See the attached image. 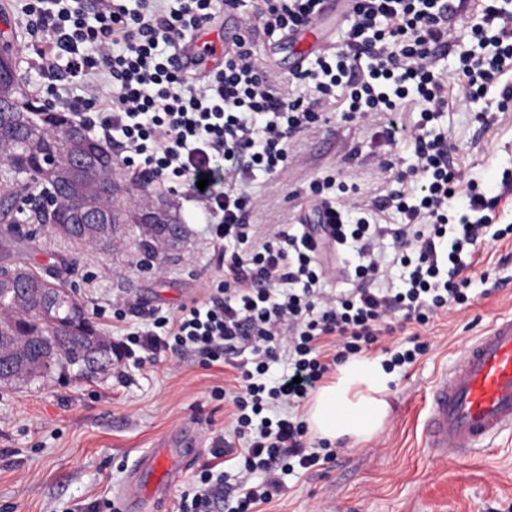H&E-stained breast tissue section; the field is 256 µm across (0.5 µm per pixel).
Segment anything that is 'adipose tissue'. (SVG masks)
I'll use <instances>...</instances> for the list:
<instances>
[{"mask_svg":"<svg viewBox=\"0 0 512 512\" xmlns=\"http://www.w3.org/2000/svg\"><path fill=\"white\" fill-rule=\"evenodd\" d=\"M391 380L379 357L363 356L338 366L306 408L313 435L331 442L345 437L357 443L370 441L388 417Z\"/></svg>","mask_w":512,"mask_h":512,"instance_id":"adipose-tissue-1","label":"adipose tissue"}]
</instances>
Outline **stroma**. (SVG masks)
I'll return each instance as SVG.
<instances>
[{
  "label": "stroma",
  "instance_id": "stroma-1",
  "mask_svg": "<svg viewBox=\"0 0 512 512\" xmlns=\"http://www.w3.org/2000/svg\"><path fill=\"white\" fill-rule=\"evenodd\" d=\"M17 0H0V29L15 34L18 73L28 87L40 81L30 37L18 21ZM499 91L450 106L440 124L457 147L463 180L494 196L503 171L512 172V106L497 125L481 131L478 113L496 111ZM380 121L325 119L291 145L296 156L274 177H258L251 191L265 198L251 217L259 232L313 219L317 204L304 195L308 182L333 170L373 198L390 188L414 162L411 146L392 155V170L379 179ZM185 226L183 238L145 259L129 239L109 250L58 237L42 224L23 225L18 237L0 239V267L57 271L84 303L102 336L112 337L116 307L178 310L205 298L215 274L213 252L192 202L171 196ZM475 299L421 330L426 351L411 366L393 371L391 414L371 441L335 442L324 469L285 479V494L266 512H512V432L481 450L437 453L423 433L429 393L464 347L498 318L512 316V239L484 242L475 267ZM231 371L203 368L197 359L162 353L157 366L126 360L85 377L56 376L0 384V512H69L101 499H116L133 460L159 435L194 426L200 452L185 472L192 479L229 423L217 390Z\"/></svg>",
  "mask_w": 512,
  "mask_h": 512
}]
</instances>
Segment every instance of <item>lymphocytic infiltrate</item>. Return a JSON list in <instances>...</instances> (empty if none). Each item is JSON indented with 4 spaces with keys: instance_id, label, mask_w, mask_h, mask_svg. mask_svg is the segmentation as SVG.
Returning a JSON list of instances; mask_svg holds the SVG:
<instances>
[{
    "instance_id": "f902f5d3",
    "label": "lymphocytic infiltrate",
    "mask_w": 512,
    "mask_h": 512,
    "mask_svg": "<svg viewBox=\"0 0 512 512\" xmlns=\"http://www.w3.org/2000/svg\"><path fill=\"white\" fill-rule=\"evenodd\" d=\"M169 2L96 0L89 16L82 0H22L21 18L47 44L39 92L72 90L73 117L119 145L124 166L172 193L181 180L195 184L216 258L212 292L175 313L149 310L146 328L126 326L113 348L120 359L144 351L147 365L168 350L198 352L206 366L246 353L224 393L234 439L211 449L213 461L198 471L181 512H203L217 500L226 512H262L281 494L284 473L334 459L332 450L306 448L308 426L296 409L337 365L375 350L401 325L424 327L469 304L484 233L512 236L511 224L489 228L490 211L512 196V174L503 173L493 197L462 184L455 147L429 128L451 100L471 102L494 86L512 100V85L498 83L512 71V0L482 7L471 28L480 51L462 55L454 82L440 63L455 37L448 21L459 11L456 0H352L339 45L296 71L304 87L296 95L282 92L254 39L312 27L321 0H227L242 11L244 36L225 53L223 69L194 82L178 51L187 32L208 24L213 0ZM336 99L346 118L384 115L388 148L411 144L414 167L370 201L335 175L316 178L306 192L324 200L320 230L287 224L257 238L248 217L259 200L249 186L277 175L290 161L291 139L320 123L322 106ZM408 101L420 107L413 124L401 116ZM329 251L337 261L328 266ZM350 252L356 264L343 260ZM393 267L402 269L403 287L387 286ZM338 277L353 279V288L327 291ZM281 360L287 373L270 378ZM222 457L233 460L235 476L216 468Z\"/></svg>"
}]
</instances>
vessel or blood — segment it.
Returning a JSON list of instances; mask_svg holds the SVG:
<instances>
[{"mask_svg": "<svg viewBox=\"0 0 512 512\" xmlns=\"http://www.w3.org/2000/svg\"><path fill=\"white\" fill-rule=\"evenodd\" d=\"M244 35L240 22L208 27L179 48L184 68L208 59L223 65L228 44ZM295 64L325 48L326 26L284 34ZM512 430V316L497 319L474 338L430 391L424 434L429 448L468 454L499 433ZM197 433L180 427L158 438L132 463L121 496L124 512H158L197 456Z\"/></svg>", "mask_w": 512, "mask_h": 512, "instance_id": "1", "label": "vessel or blood"}]
</instances>
